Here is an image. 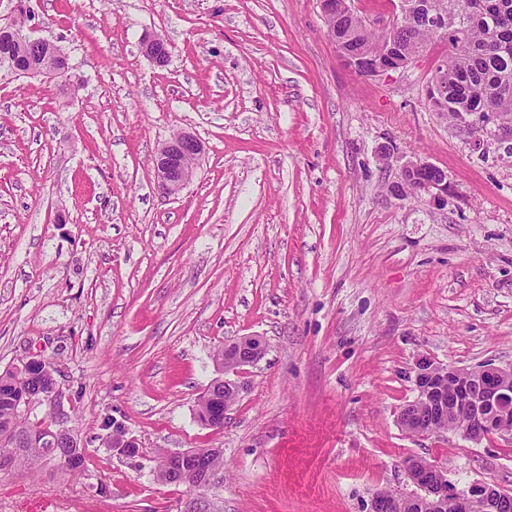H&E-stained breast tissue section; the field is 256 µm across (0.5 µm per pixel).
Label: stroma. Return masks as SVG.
I'll return each mask as SVG.
<instances>
[{
    "label": "stroma",
    "mask_w": 512,
    "mask_h": 512,
    "mask_svg": "<svg viewBox=\"0 0 512 512\" xmlns=\"http://www.w3.org/2000/svg\"><path fill=\"white\" fill-rule=\"evenodd\" d=\"M34 8L69 67L0 77V370L43 351L62 398L34 413L83 465L1 474L0 512H369L413 492L410 459L512 492V437L397 420L419 357L512 368V137L428 103L447 39L365 78L318 0ZM180 132L205 152L168 196L153 157ZM417 158L447 199L394 193ZM243 336L267 349L215 430L197 402ZM196 448L224 452L205 488L157 478L158 452Z\"/></svg>",
    "instance_id": "35a3bbf8"
}]
</instances>
